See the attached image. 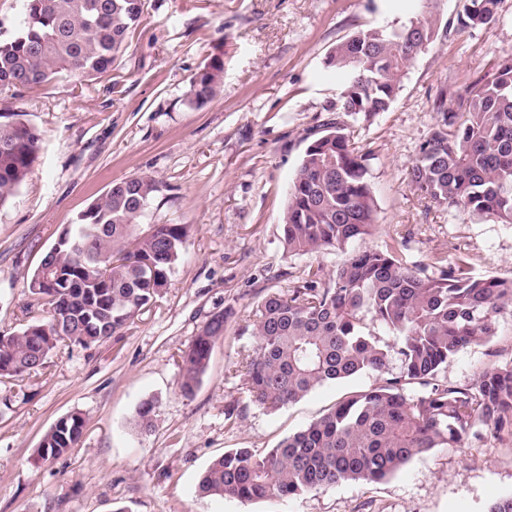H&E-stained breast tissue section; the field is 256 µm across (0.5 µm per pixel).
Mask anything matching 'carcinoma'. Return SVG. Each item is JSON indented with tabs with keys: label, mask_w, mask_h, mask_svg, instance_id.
Masks as SVG:
<instances>
[{
	"label": "carcinoma",
	"mask_w": 512,
	"mask_h": 512,
	"mask_svg": "<svg viewBox=\"0 0 512 512\" xmlns=\"http://www.w3.org/2000/svg\"><path fill=\"white\" fill-rule=\"evenodd\" d=\"M414 16L395 27L375 24L336 43L328 64L347 73L327 111L336 121L305 149L288 188L281 224L285 251L345 254L331 274L308 269L286 292L267 294L255 312V346L243 364L250 400L275 411L317 387L376 374L380 382L348 393L327 412L264 452L229 448L201 475L197 491L240 502L288 499L343 483L384 481L435 448H458L483 433L512 429V361L477 372L458 386L441 379L471 345L498 336L496 316L512 308V279L481 278L441 258L435 271L393 248H354L376 229L368 154L350 137L396 100L403 77L448 32L439 0H411ZM501 0H463L459 27L496 20ZM145 0H23V19L0 38V89H31L59 76L99 79L112 70L144 13ZM224 59L213 56L191 84L202 106L223 84ZM436 124L408 169L410 184L438 206L512 224V54L494 73L470 83ZM38 132L0 122V207L32 172ZM159 191L154 179L115 182L64 227L46 254L51 282L34 271L26 284L30 312L21 331L0 335V378L38 374L61 342L89 348L122 330L170 285L191 237L189 224H143ZM231 311L203 325L181 355V392L190 396L224 337ZM371 320L399 337L397 349L366 332ZM399 372L386 378L392 359ZM421 387L414 392L412 387ZM155 402L137 410V426H154ZM84 419L60 418L39 454L55 459L78 444Z\"/></svg>",
	"instance_id": "obj_1"
}]
</instances>
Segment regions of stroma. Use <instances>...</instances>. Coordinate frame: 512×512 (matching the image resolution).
I'll return each mask as SVG.
<instances>
[{
    "label": "stroma",
    "mask_w": 512,
    "mask_h": 512,
    "mask_svg": "<svg viewBox=\"0 0 512 512\" xmlns=\"http://www.w3.org/2000/svg\"><path fill=\"white\" fill-rule=\"evenodd\" d=\"M405 0H145L128 47L107 78L63 77L21 95L0 91V115L41 134L33 173L0 208V334L32 320L26 283L63 227L117 181L159 185L149 224L194 234L171 284L124 330L84 349L59 345L37 375L0 381V512H487L512 493V431L437 448L389 479L345 483L288 501L202 497L197 482L227 448L263 451L322 415L375 375L326 384L275 412L255 404L236 369L254 347L257 304L304 271L331 272L340 251L292 255L280 242L287 191L307 143L329 117L344 77L329 66L336 42L376 23L402 24ZM459 0H441L450 26L410 66L391 108L357 126L368 151L378 226L365 246L402 248L411 262L447 257L472 274L512 277V224L436 207L408 181L435 124L433 102L512 53V0L496 22L456 31ZM221 92L200 107L190 85L214 54ZM232 308L223 340L192 396L179 389L180 355L216 312ZM492 346L461 351L446 371L467 385L512 360V313ZM151 431L136 428L145 399ZM234 405L232 419L224 408ZM82 413L78 445L42 459L45 433Z\"/></svg>",
    "instance_id": "obj_1"
}]
</instances>
